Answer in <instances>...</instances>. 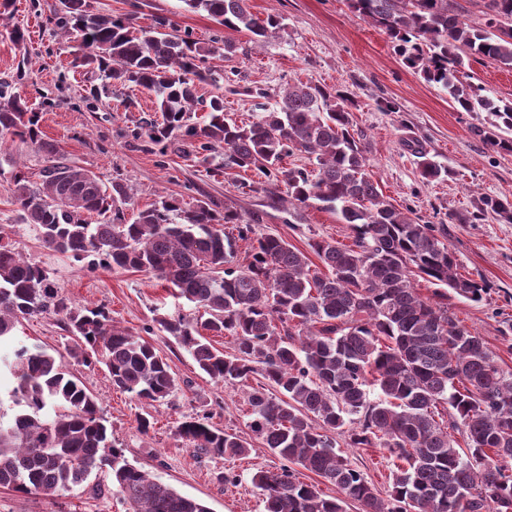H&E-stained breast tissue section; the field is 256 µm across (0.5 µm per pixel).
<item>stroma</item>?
I'll return each mask as SVG.
<instances>
[{
    "label": "stroma",
    "instance_id": "obj_1",
    "mask_svg": "<svg viewBox=\"0 0 512 512\" xmlns=\"http://www.w3.org/2000/svg\"><path fill=\"white\" fill-rule=\"evenodd\" d=\"M90 3L102 14L132 17L139 28L165 16L200 41L216 37L231 42L232 51L213 59V66L237 86L263 90L266 106H273L281 91L296 81L352 92L354 121L365 136L369 171L379 192L398 209L443 225L462 273L488 283L482 301L452 295L448 304L463 326L484 338L498 364L512 371V224L491 218L477 224L448 221L449 212L474 210L485 196L512 200V153L489 149L472 130L476 117L454 109L443 87L406 68L386 34L356 16L348 0H250L254 14L278 13L286 19L278 37L260 46L224 29L206 13L188 10L184 0ZM58 4L12 0L8 24L0 23V81L11 82L14 92L38 109L45 139L57 143L67 160L104 182L120 178L128 183L134 204L125 212L127 222L163 196L186 208L208 199L228 205L244 220H256L258 233L277 235L301 249L321 238L352 243L348 226L335 213L314 206L300 211L275 207L264 194L249 191V183L260 181L258 173L227 176L197 158L163 155L131 143L127 131L133 115L121 99H95L85 93V73L71 65L72 42L48 21ZM14 26L25 32L24 47L8 37ZM414 139L432 160L448 168V177L422 179L419 157L408 146ZM45 165L42 153L19 140H7L0 149V228L29 262L48 273L71 308L104 309L113 324L151 343L179 383L169 400L148 408L113 387L103 363L72 365V372L97 397L113 440L130 462L181 494L201 500L210 512H265L251 477L260 469H278L281 461L246 425L247 385L211 380L158 323L162 317H197L195 305L173 298L166 283L146 273L91 269L51 251L34 231L19 224L13 175L20 168L35 177ZM14 342L63 356L73 337L64 316L44 314L22 320ZM141 415L151 422L148 431L139 428ZM197 416L249 439L250 454L212 458L187 447L175 430L185 418ZM346 455L379 491L387 490L393 461L384 450L350 448ZM228 472L236 474L235 484H224L222 476ZM0 512H126V505L113 491L110 477L103 476L53 496L0 489Z\"/></svg>",
    "mask_w": 512,
    "mask_h": 512
}]
</instances>
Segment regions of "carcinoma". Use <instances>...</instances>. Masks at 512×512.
<instances>
[{"label": "carcinoma", "mask_w": 512, "mask_h": 512, "mask_svg": "<svg viewBox=\"0 0 512 512\" xmlns=\"http://www.w3.org/2000/svg\"><path fill=\"white\" fill-rule=\"evenodd\" d=\"M184 2L258 45L284 27L278 14L252 13L249 0ZM349 5L387 34L406 67L441 85L461 111L487 113L488 125L474 131L493 151L512 153V102L460 80L472 61L512 70V0H482L476 20L458 0ZM55 21L75 43V64L99 73L102 83L91 95L133 83L153 96L155 114L139 118L133 140L204 162L220 153L224 174L256 170L264 177L243 187L295 210L319 202L353 234L351 245L310 243L328 269L320 275L306 253L257 233L211 201L185 210L163 198L128 224V185L108 186L68 162L58 144L42 137L39 113L0 82V140L28 142L48 162L39 183L20 170L14 175L20 222L50 250L168 283L207 314L200 323L158 320L198 369L232 386L259 376L247 396L248 427L283 461L277 471L252 476L266 512H346L349 502L362 512H512V373L448 307V293L477 302L486 284L460 272L443 229L380 194L363 135L353 128L349 94L297 82L275 108L239 124L224 114V74L205 66L231 44L174 34L162 16L137 29L127 18L91 11L89 0H60ZM202 83L217 92L201 97ZM198 111L207 113L202 126L192 121ZM296 153L312 169L284 167ZM447 175L440 164L422 160L423 179ZM488 215L512 223V201L484 197L472 212L448 214V223L476 224ZM223 224L235 225L237 235ZM247 239L251 259L235 266L237 241ZM418 279L434 287L432 296L418 292ZM48 313L65 315L75 337L73 360L102 362L112 385L141 403L152 406L177 390L169 364L150 343L100 309H71L46 272L0 235V342L14 335L19 320ZM209 335L231 337L232 351L214 348ZM2 375L11 381L13 413L0 408L1 488L55 495L103 473L129 512H209L128 461L97 398L62 359L38 345L21 346L0 355ZM176 435L214 458L250 451L240 435L204 419L181 421ZM340 436L349 448H381L399 461L386 494L343 455ZM297 467L335 485L339 496L298 480Z\"/></svg>", "instance_id": "1"}]
</instances>
